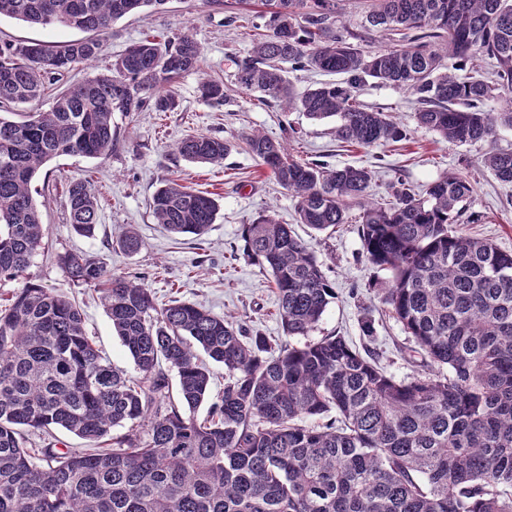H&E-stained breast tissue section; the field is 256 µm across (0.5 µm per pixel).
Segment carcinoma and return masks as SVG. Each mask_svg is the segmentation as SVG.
<instances>
[{
  "mask_svg": "<svg viewBox=\"0 0 512 512\" xmlns=\"http://www.w3.org/2000/svg\"><path fill=\"white\" fill-rule=\"evenodd\" d=\"M166 0H0V17L87 33L60 46L0 42V104L39 101L48 84L96 60L113 24ZM259 30L236 63L238 85L276 99L282 110L336 118V140L364 148L406 139L384 112L358 102L370 77L415 96L418 124L465 145L512 127V0H374L366 23L399 40L365 52L336 25V0H236ZM496 61L490 77L477 62ZM190 30L145 37L111 68L69 83L45 111L0 116V279L27 272L45 249L31 184L60 155L112 152V113L172 112V84L200 70ZM343 74L294 94L284 64ZM202 99L226 104L224 82L205 77ZM506 102L487 112L491 100ZM248 152L296 200V220L317 232L349 223L369 263L391 273L380 289L384 313L432 369L396 379L343 336L301 346L249 336L236 321L172 300L107 269L98 257L57 255L73 285L97 293L138 377L95 349L76 300L31 283L0 305V512H512V252L461 227L475 188L448 173L420 193L400 184L394 201L370 198L372 171L302 162L289 140L255 130ZM233 144L199 134L177 142L185 160L216 166ZM484 166L512 184V152ZM69 221L92 237L95 189L70 182ZM170 233L201 237L216 220V198L175 179L150 203ZM242 255L270 271L284 335L306 337L335 292L309 244L262 214L244 225ZM113 245L134 253L133 232ZM224 365V392L200 420L210 370L197 351ZM165 363L178 377L168 394ZM327 418L321 425L307 421ZM63 428L88 448L24 446L21 428ZM127 432L112 436L113 429Z\"/></svg>",
  "mask_w": 512,
  "mask_h": 512,
  "instance_id": "1",
  "label": "carcinoma"
}]
</instances>
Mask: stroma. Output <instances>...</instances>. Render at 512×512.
Instances as JSON below:
<instances>
[{"mask_svg": "<svg viewBox=\"0 0 512 512\" xmlns=\"http://www.w3.org/2000/svg\"><path fill=\"white\" fill-rule=\"evenodd\" d=\"M235 11L234 0H224L220 7L208 0H168L161 11L115 22L102 55L69 73L73 82L105 72L134 41L147 35H170L186 26L203 50L201 73L184 74L174 85L179 100L176 111L113 113L118 143L109 156H60L36 176L32 192L48 227V247L24 275L0 280V301L31 282L70 293L84 312L87 332L97 348L114 367L135 376L133 361L120 339L113 336L112 324L96 294L70 286L57 262L58 254L83 252L104 259L112 273L143 283L157 304L172 300L195 303L216 316L241 319L251 333L283 341L272 276L242 255L243 225L267 210L309 241L336 290L335 299L313 332L314 338L336 333L347 336L357 348L374 350L381 364L399 378L426 371L421 360L403 358L410 340L399 323L380 311L378 290L389 274L367 262L358 222L341 225L331 235L296 223L294 199L247 151L244 137L260 130L277 138L284 126H291L296 131L294 156L372 170L370 191L378 203L388 202L396 181L419 189L445 173L462 172L475 184L464 214L465 231L512 251V184L497 181L481 165L489 152L512 151V128H498L494 139L469 145L442 142L418 125L413 96L369 78L357 89L358 101L392 115L407 137L387 147L364 149L340 144L334 135L335 120L314 121L297 110L282 112L275 100L260 101L256 94L238 87L235 62L247 55L255 30L248 20L226 24V17ZM81 36V31L74 29L31 26L0 17V41L55 46ZM204 73L223 79L233 99L231 105L215 108L200 99L197 87ZM199 133L232 142L233 149L223 164L202 166L175 154L178 140ZM82 178L91 180L99 202L100 224L90 238L76 234L69 223L66 187ZM168 179L218 199L216 222L203 237L174 235L156 223L151 197ZM129 228L143 240L140 251L130 255L112 247L113 240ZM367 315L375 321L376 334L371 338L361 329Z\"/></svg>", "mask_w": 512, "mask_h": 512, "instance_id": "1", "label": "stroma"}]
</instances>
